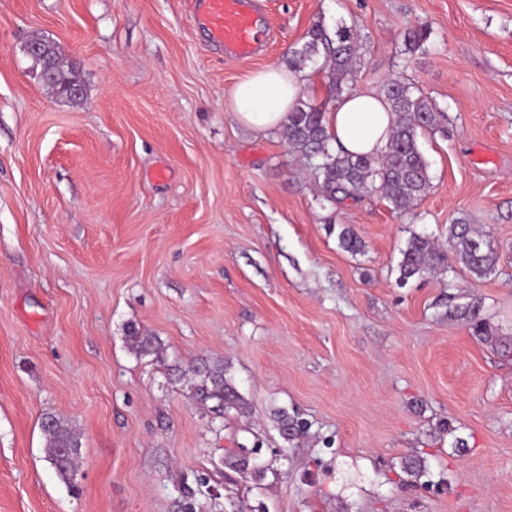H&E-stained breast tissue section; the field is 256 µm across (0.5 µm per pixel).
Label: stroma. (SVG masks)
<instances>
[{"mask_svg": "<svg viewBox=\"0 0 512 512\" xmlns=\"http://www.w3.org/2000/svg\"><path fill=\"white\" fill-rule=\"evenodd\" d=\"M260 12L266 50L229 59L191 0H0V512H512V0ZM318 20L365 33L356 89L401 75L448 114L419 139L413 211L322 202L282 132L224 108ZM421 26L431 51L402 62ZM37 35L79 102L44 85ZM458 218L490 232L494 272L399 284L411 235L445 242ZM205 360L247 413L193 398ZM281 411L308 434L284 440ZM47 413L80 435L75 489L45 460ZM34 40L40 41L44 44L46 53L50 55L54 61L53 68L48 73V77L44 78L40 76L42 80L62 99L68 101L77 100L71 98L67 92L68 88L73 84L70 88L71 94L75 97L82 94V85L76 77V71L73 64L61 55L57 44L54 41L52 43L45 39Z\"/></svg>", "mask_w": 512, "mask_h": 512, "instance_id": "1", "label": "stroma"}]
</instances>
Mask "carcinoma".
I'll return each mask as SVG.
<instances>
[{
  "label": "carcinoma",
  "instance_id": "obj_1",
  "mask_svg": "<svg viewBox=\"0 0 512 512\" xmlns=\"http://www.w3.org/2000/svg\"><path fill=\"white\" fill-rule=\"evenodd\" d=\"M429 33L423 28H411L404 34L400 54L413 56L428 51ZM46 53L54 61L44 82L65 100H71L68 88L78 82L72 63L64 58L57 44L41 40ZM355 28L340 26L329 33L317 22L303 37V43L291 50L288 65L295 71L323 57L321 70L327 78L329 99H338L354 90V64L358 55ZM381 95L388 101L396 119L386 149L376 156H352L334 151L325 129L326 105L315 106L303 100L288 115L284 131L289 150L309 163L322 200L336 205L346 199L356 200L366 193L379 192L391 209L405 214L416 207L429 193L431 181L429 162L418 143L424 132H446L447 113L413 83L402 78L386 81ZM341 246L356 253L363 247L353 230L344 228L339 234ZM453 254L471 276L481 279L492 273L497 251L487 235L476 231L465 218L448 225V248L443 249L431 238L414 234L402 251L399 262L400 283L426 271L450 269L448 254ZM129 341L145 355L159 352L156 338L130 332ZM195 395L201 401L215 400L217 405L243 413L247 403L232 380L226 377L224 363H202L194 370ZM46 439V460L56 476L68 487H74L79 466L81 442L70 425L52 415L42 419Z\"/></svg>",
  "mask_w": 512,
  "mask_h": 512
}]
</instances>
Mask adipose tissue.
<instances>
[{
    "label": "adipose tissue",
    "mask_w": 512,
    "mask_h": 512,
    "mask_svg": "<svg viewBox=\"0 0 512 512\" xmlns=\"http://www.w3.org/2000/svg\"><path fill=\"white\" fill-rule=\"evenodd\" d=\"M308 81L301 72L271 65L243 77L224 100L237 122L256 130L284 126ZM395 116L380 95L354 91L338 99L326 114L334 149L350 154H379L386 146Z\"/></svg>",
    "instance_id": "1"
}]
</instances>
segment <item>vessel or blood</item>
I'll return each mask as SVG.
<instances>
[{"instance_id":"1","label":"vessel or blood","mask_w":512,"mask_h":512,"mask_svg":"<svg viewBox=\"0 0 512 512\" xmlns=\"http://www.w3.org/2000/svg\"><path fill=\"white\" fill-rule=\"evenodd\" d=\"M192 19L228 58H250L265 45L266 28L257 18V0H196Z\"/></svg>"}]
</instances>
